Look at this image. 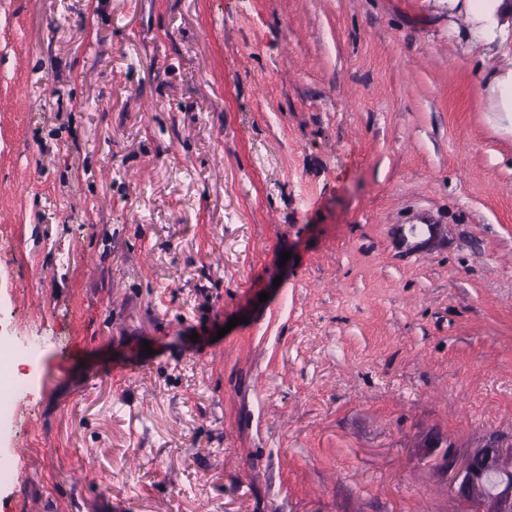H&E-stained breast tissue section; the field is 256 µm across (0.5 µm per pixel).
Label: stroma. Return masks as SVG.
Instances as JSON below:
<instances>
[{
    "label": "stroma",
    "instance_id": "35a3bbf8",
    "mask_svg": "<svg viewBox=\"0 0 512 512\" xmlns=\"http://www.w3.org/2000/svg\"><path fill=\"white\" fill-rule=\"evenodd\" d=\"M464 25L0 0V351L41 343L0 512H456L446 445L512 434L507 62ZM488 84L497 96L499 112H512V68L505 72L492 71Z\"/></svg>",
    "mask_w": 512,
    "mask_h": 512
}]
</instances>
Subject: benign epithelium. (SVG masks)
<instances>
[{"instance_id":"benign-epithelium-1","label":"benign epithelium","mask_w":512,"mask_h":512,"mask_svg":"<svg viewBox=\"0 0 512 512\" xmlns=\"http://www.w3.org/2000/svg\"><path fill=\"white\" fill-rule=\"evenodd\" d=\"M445 464L457 512H512V436L491 435L476 448L450 445Z\"/></svg>"}]
</instances>
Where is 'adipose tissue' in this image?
Returning <instances> with one entry per match:
<instances>
[{
	"label": "adipose tissue",
	"mask_w": 512,
	"mask_h": 512,
	"mask_svg": "<svg viewBox=\"0 0 512 512\" xmlns=\"http://www.w3.org/2000/svg\"><path fill=\"white\" fill-rule=\"evenodd\" d=\"M448 9L466 18L465 42L489 51L512 43V0H448Z\"/></svg>",
	"instance_id": "1"
}]
</instances>
